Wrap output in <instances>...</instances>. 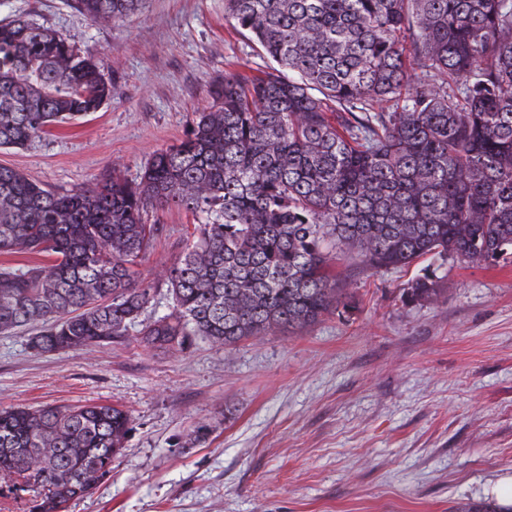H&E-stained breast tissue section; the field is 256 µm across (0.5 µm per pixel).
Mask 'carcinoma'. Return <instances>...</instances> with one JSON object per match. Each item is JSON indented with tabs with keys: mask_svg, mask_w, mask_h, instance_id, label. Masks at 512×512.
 Returning a JSON list of instances; mask_svg holds the SVG:
<instances>
[{
	"mask_svg": "<svg viewBox=\"0 0 512 512\" xmlns=\"http://www.w3.org/2000/svg\"><path fill=\"white\" fill-rule=\"evenodd\" d=\"M93 22L144 0H74ZM270 62L210 89L187 137L140 179L55 192L0 166V333L32 347L141 341L182 350L302 329L347 308L331 261L375 269L428 256L486 264L512 251V0H224ZM111 89L66 34L0 21V148H22L99 111ZM200 224L165 268L171 310L137 270L160 226ZM435 294L418 279L410 297ZM130 418L110 404L0 409V478L28 512H66L112 471Z\"/></svg>",
	"mask_w": 512,
	"mask_h": 512,
	"instance_id": "carcinoma-1",
	"label": "carcinoma"
}]
</instances>
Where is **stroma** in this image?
Here are the masks:
<instances>
[{
  "mask_svg": "<svg viewBox=\"0 0 512 512\" xmlns=\"http://www.w3.org/2000/svg\"><path fill=\"white\" fill-rule=\"evenodd\" d=\"M69 35L112 89L99 112L52 129L0 165L56 192L119 171L134 181L186 138L210 86L267 61L224 0H146L97 24L72 0H0ZM160 225L137 267L154 288L147 316L171 307L159 274L198 219L150 209ZM334 269L352 304L294 333L225 349L105 346L39 352L30 332L0 333V408L114 404L131 430L111 473L67 512H448L489 502L512 477V253L374 269L352 250ZM430 276L436 294L413 300Z\"/></svg>",
  "mask_w": 512,
  "mask_h": 512,
  "instance_id": "35a3bbf8",
  "label": "stroma"
}]
</instances>
